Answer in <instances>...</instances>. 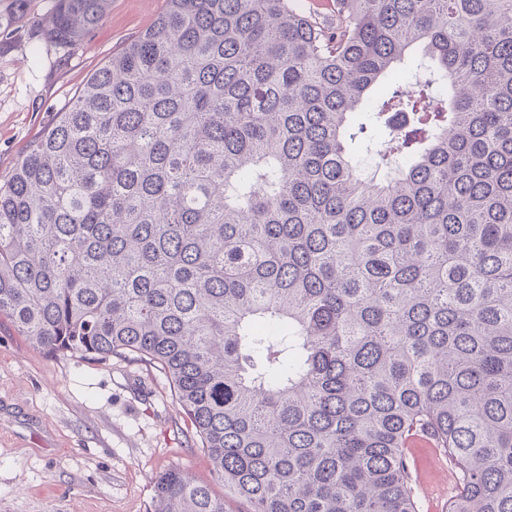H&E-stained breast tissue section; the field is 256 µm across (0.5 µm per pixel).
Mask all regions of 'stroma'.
Returning a JSON list of instances; mask_svg holds the SVG:
<instances>
[{
    "label": "stroma",
    "instance_id": "obj_1",
    "mask_svg": "<svg viewBox=\"0 0 512 512\" xmlns=\"http://www.w3.org/2000/svg\"><path fill=\"white\" fill-rule=\"evenodd\" d=\"M55 0H0V180L92 74L150 27L166 0H110L80 41L32 34ZM420 512H447L456 477L426 443L410 450ZM187 471L226 495L159 365L135 356L48 355L0 323V512H151L157 476Z\"/></svg>",
    "mask_w": 512,
    "mask_h": 512
}]
</instances>
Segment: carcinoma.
Listing matches in <instances>:
<instances>
[{
    "label": "carcinoma",
    "mask_w": 512,
    "mask_h": 512,
    "mask_svg": "<svg viewBox=\"0 0 512 512\" xmlns=\"http://www.w3.org/2000/svg\"><path fill=\"white\" fill-rule=\"evenodd\" d=\"M335 2L167 0L0 183V319L161 365L250 512H419L417 441L448 512H512V0ZM417 45L433 79L370 99ZM153 512L224 498L168 469ZM408 450L419 512H447L448 499L456 489V477L448 459L423 442L414 444Z\"/></svg>",
    "instance_id": "obj_1"
}]
</instances>
